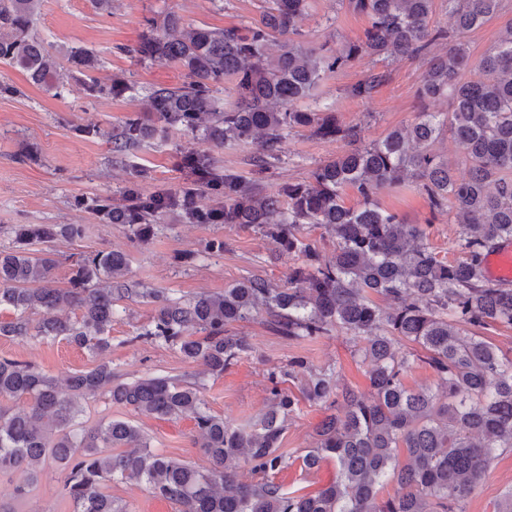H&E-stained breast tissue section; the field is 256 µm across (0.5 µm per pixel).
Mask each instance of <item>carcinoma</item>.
<instances>
[{"mask_svg": "<svg viewBox=\"0 0 512 512\" xmlns=\"http://www.w3.org/2000/svg\"><path fill=\"white\" fill-rule=\"evenodd\" d=\"M266 2L260 20L248 26L186 27L170 14L146 21L129 52L143 64L177 65L184 81L152 87L142 108L107 133L112 158L123 162L151 134L169 130L199 132L209 147L181 156L188 181L173 192L145 195L130 186L120 207L101 197L77 198L74 205L128 225L140 242L154 236L167 211L190 224L252 227L298 258L288 287L251 276L222 293L181 301L132 279L125 253L101 250L80 256L69 287L58 288L51 246L81 238L84 226L16 225L13 246L0 250V308L13 312L11 320L0 321V336L61 338L98 362L70 374L62 390L31 364L0 359V474L26 473L10 497H24L41 465L50 462L66 472L77 512H129L105 492L107 483L124 479L144 484L178 512H463L460 504L497 453L512 450V358L499 355L485 336L512 328V284L491 280L482 269L488 253L512 241V23L475 65L466 40L498 13L501 0H446L451 31L432 24L435 0H342L365 15L368 26L362 38L328 54L305 42L299 29L309 0ZM40 3L0 0V62L55 96L64 89L66 62L85 76L90 97L138 93L124 77L105 83L91 76L99 61L86 48L63 55L47 49L33 32ZM365 55L429 58L419 95L448 99L451 111H422L414 124L364 144L361 125L300 105L330 74ZM226 78L235 91L228 104L219 97ZM385 80V72L373 70L349 93L368 98ZM297 127L352 149L272 193L220 166L212 153L253 145L252 165L262 174L281 163L283 143ZM445 130L462 150L455 164L432 150ZM460 166L466 174H458ZM408 181L426 196L431 212L446 211L459 225L458 258L439 257L424 225L379 205L381 192ZM206 189L224 197V205L199 206ZM348 189L358 196L355 207L344 205ZM318 228L336 240L329 256L310 235ZM35 242L46 248L30 249ZM133 298L154 306L150 323L133 340L171 345L213 376L252 350L248 337L231 336L228 327L262 312L271 330L289 339L343 333L362 342L358 353L371 394L341 388L335 368L313 369L294 356L287 370L269 375L270 397L257 422L233 426L206 409L199 384L163 376L125 382L112 362L101 359L111 349L116 307ZM38 308L43 316L34 324L30 314ZM64 308L75 311V319L58 317ZM420 364L433 371L435 387L404 384ZM289 378L299 380V394L281 387ZM100 391L138 416L192 415L195 446L210 466L199 469L152 451L144 431L127 420L80 426V401ZM302 400L342 408L316 427L301 456L307 471L336 462L335 480L314 493L287 491L275 481L296 462L280 451V442ZM243 464L259 479L240 482ZM388 478L397 490L384 500Z\"/></svg>", "mask_w": 512, "mask_h": 512, "instance_id": "carcinoma-1", "label": "carcinoma"}]
</instances>
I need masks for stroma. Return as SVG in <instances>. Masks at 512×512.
<instances>
[{
	"mask_svg": "<svg viewBox=\"0 0 512 512\" xmlns=\"http://www.w3.org/2000/svg\"><path fill=\"white\" fill-rule=\"evenodd\" d=\"M265 0H112L101 11L91 0H42L33 30L49 50L80 46L95 53L96 77L107 82L123 76L145 90L157 85L181 84V72L171 64H143L130 54L146 19L174 14L184 25L221 29L257 21ZM368 25L364 15L349 11L340 0H310L301 22L304 39L315 46L336 50L362 35ZM426 62L403 57L381 62L365 56L350 67L330 74L321 84L322 103L343 121L363 127L366 141H375L396 128L413 123L420 111L445 112L448 100H421L420 77ZM372 70L385 72V82L368 98H354L349 88ZM0 84L14 87L0 95V249L12 246L18 224H81L82 238L61 242L53 278L57 287L68 285L72 264L78 256L98 250H120L129 259L133 279L172 298L220 293L225 286L249 274H258L279 287H286L296 257L282 253L255 229L224 224H188L165 218L155 237L145 243L132 241L121 224L104 223L91 211L76 208L78 197H112L120 201L125 188L137 186L145 194L171 192L187 180L178 164L180 150L202 147L198 136L170 133L168 139L147 141L128 161H113L111 146L103 137L79 134L82 126L112 129L139 111L140 101L127 96L88 97L83 77L70 71L61 95L46 93L31 83L19 69L0 62ZM282 162L259 177L268 192L288 180L307 177L318 163L344 153L341 141L320 139L310 130L292 131L284 144ZM149 170V178L138 175ZM380 205L398 213L407 223L428 224V243L440 256L454 259L458 227L447 213H431L427 201L415 188L382 192ZM224 240L223 253L209 257L201 251L209 240ZM152 306L143 300L121 303L112 322V348L108 358L114 371L130 382L146 376H168L185 381L201 380V397L207 409L235 426L254 423L268 402V374L287 368L292 356H305L309 365L338 371L340 385L369 393L370 385L357 352L358 344L345 334L314 341H296L275 334L267 315L231 325V333L250 338L253 349L223 375L202 373L200 366L182 360L171 346L138 340L137 334L150 322ZM28 361L47 375L63 380L66 374L84 370L95 360L87 350L64 340H17L0 336V358ZM330 410L301 403L288 423L282 448L294 456L310 447L318 423ZM126 419L140 426L150 438L153 451L188 461L198 467L209 462L195 446L192 419H163L134 415L112 405L106 396L81 402L77 420L92 426L102 420ZM512 489V451L492 461L475 492L465 500L464 512H492L497 500ZM108 493L127 503L131 512H177L176 505L151 495L132 481L108 483ZM11 512H74L75 504L65 488V474L46 465L28 496L9 500Z\"/></svg>",
	"mask_w": 512,
	"mask_h": 512,
	"instance_id": "35a3bbf8",
	"label": "stroma"
}]
</instances>
